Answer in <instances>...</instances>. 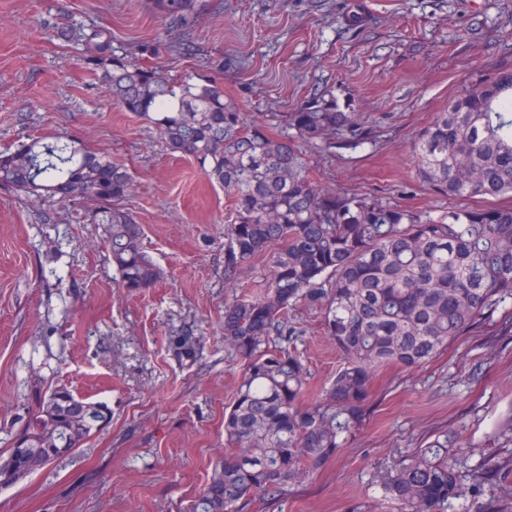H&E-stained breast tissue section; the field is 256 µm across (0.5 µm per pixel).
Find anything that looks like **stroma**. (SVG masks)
I'll use <instances>...</instances> for the list:
<instances>
[{
    "label": "stroma",
    "mask_w": 512,
    "mask_h": 512,
    "mask_svg": "<svg viewBox=\"0 0 512 512\" xmlns=\"http://www.w3.org/2000/svg\"><path fill=\"white\" fill-rule=\"evenodd\" d=\"M364 17L348 26L353 6ZM107 27L112 45L173 80L220 83L248 118L282 128L315 94L361 115L357 133L303 143L317 183L434 216L461 201L417 181L411 143L463 88L512 70V0H199L184 27L154 0H0V152L67 136L133 178L120 203L162 268L152 288H121L90 201L0 185V449L40 383L107 403L112 420L71 456L0 490V512H187L224 456V409L242 367L224 346V305L263 284L269 261L224 277L222 188L171 151L147 121L112 106L63 18ZM312 391L342 363L319 314L289 312ZM200 340L193 361L170 348ZM512 318L486 312L430 363L377 370L363 429L286 501L244 512H369L379 473L447 429L462 472L494 457L512 468Z\"/></svg>",
    "instance_id": "obj_1"
}]
</instances>
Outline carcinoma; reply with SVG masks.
Here are the masks:
<instances>
[{"label": "carcinoma", "mask_w": 512, "mask_h": 512, "mask_svg": "<svg viewBox=\"0 0 512 512\" xmlns=\"http://www.w3.org/2000/svg\"><path fill=\"white\" fill-rule=\"evenodd\" d=\"M165 19L187 25L198 0H155ZM60 35L83 47L84 62L112 104L153 123L169 149L194 158L224 189V278L277 247L258 295L224 305V347L242 379L224 412V458L189 512H243L251 497H285L346 447L365 425L373 376L384 365L432 361L484 312L512 299V203L464 207L437 218L379 198L321 189L299 142L357 127L359 113L336 97L313 96L285 115L294 134H272L248 119L215 81L170 82L112 50V34L69 19ZM418 179L453 198L512 195V72L483 76L454 96L414 143ZM0 184L19 193L89 200L99 208L120 285L157 284L161 268L143 250L141 228L116 206L131 175L77 142L35 141L0 155ZM321 314L344 362L318 397L306 401L309 370L287 347L288 313ZM195 336H175L178 358L196 357ZM23 430L0 452V489L20 482L29 459L47 466L70 456L105 427L109 408L63 385L32 394ZM458 437L446 430L407 451L381 475L379 512H448L488 481L491 462L471 483L456 467Z\"/></svg>", "instance_id": "obj_1"}]
</instances>
